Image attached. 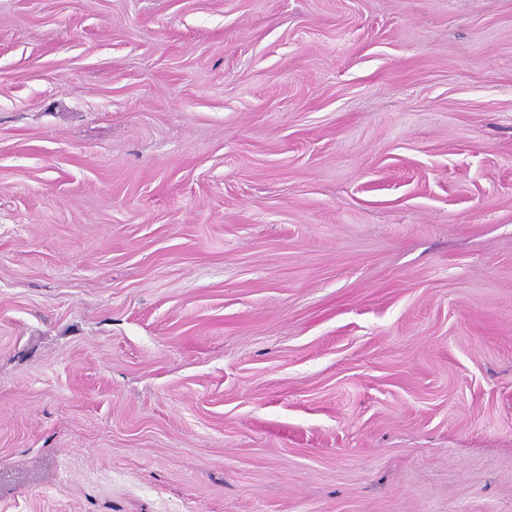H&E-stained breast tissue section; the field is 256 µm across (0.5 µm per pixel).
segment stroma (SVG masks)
I'll return each mask as SVG.
<instances>
[{"label": "stroma", "instance_id": "35a3bbf8", "mask_svg": "<svg viewBox=\"0 0 512 512\" xmlns=\"http://www.w3.org/2000/svg\"><path fill=\"white\" fill-rule=\"evenodd\" d=\"M0 512H512V0H0Z\"/></svg>", "mask_w": 512, "mask_h": 512}]
</instances>
